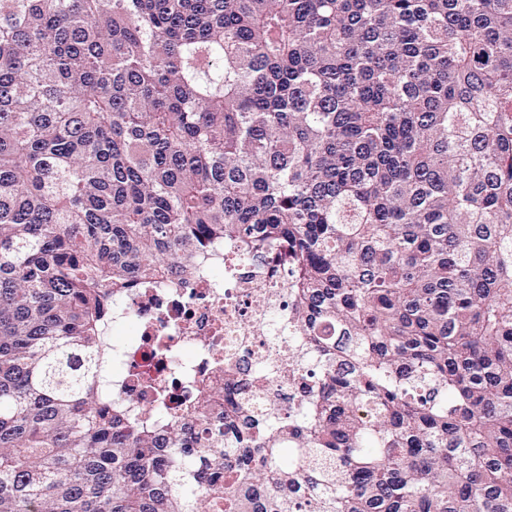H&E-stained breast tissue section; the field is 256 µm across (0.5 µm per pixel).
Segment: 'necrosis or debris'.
<instances>
[{
  "mask_svg": "<svg viewBox=\"0 0 512 512\" xmlns=\"http://www.w3.org/2000/svg\"><path fill=\"white\" fill-rule=\"evenodd\" d=\"M290 303L275 263H237L225 249L205 256L194 279L157 277L112 304L113 327L136 329L133 341L113 346V397L178 417L226 357L237 366H275L259 394L263 404H300L301 388L288 377L298 346L275 341Z\"/></svg>",
  "mask_w": 512,
  "mask_h": 512,
  "instance_id": "1",
  "label": "necrosis or debris"
}]
</instances>
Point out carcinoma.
<instances>
[{
    "label": "carcinoma",
    "instance_id": "1",
    "mask_svg": "<svg viewBox=\"0 0 512 512\" xmlns=\"http://www.w3.org/2000/svg\"><path fill=\"white\" fill-rule=\"evenodd\" d=\"M223 240L304 401L143 421L112 298ZM220 508L512 512V0H0V512Z\"/></svg>",
    "mask_w": 512,
    "mask_h": 512
}]
</instances>
